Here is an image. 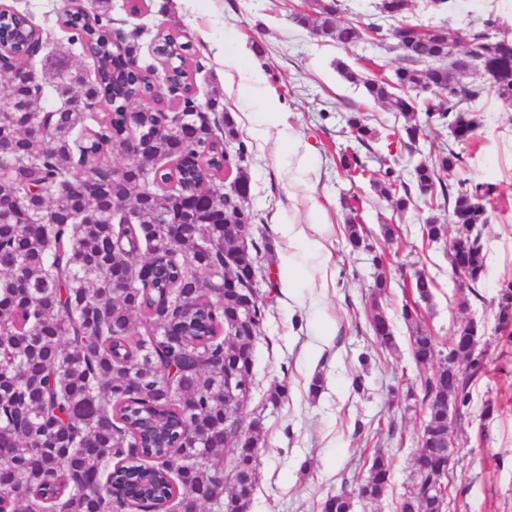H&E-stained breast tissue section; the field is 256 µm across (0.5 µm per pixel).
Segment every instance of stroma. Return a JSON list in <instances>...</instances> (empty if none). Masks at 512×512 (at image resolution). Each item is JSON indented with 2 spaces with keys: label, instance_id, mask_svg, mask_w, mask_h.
Listing matches in <instances>:
<instances>
[{
  "label": "stroma",
  "instance_id": "stroma-1",
  "mask_svg": "<svg viewBox=\"0 0 512 512\" xmlns=\"http://www.w3.org/2000/svg\"><path fill=\"white\" fill-rule=\"evenodd\" d=\"M46 34L45 52L66 43L58 19L64 0H7ZM406 17L423 25H443L458 37L477 20L495 16L497 36L512 37V0H454L436 12L410 0ZM304 0H110L109 13L121 29L143 25L167 28L189 38L203 67L194 72L200 100H217L231 113L248 147L249 206L254 222L248 242L259 246V297L267 316L254 342V386L242 419L262 417L251 512H322L327 495L353 489L367 475L368 461L382 449L392 458L391 483L381 498L355 502L353 512H399L408 483L420 417L406 408L410 385L420 371L408 348L410 329L398 308L402 285L422 271L437 284L428 329L448 339L469 320L484 326L481 346L489 375L472 393L467 416L457 423L459 451L453 469L450 512H512V342L495 330L498 293L512 281V107L486 89L474 118L480 148L459 145L460 167L450 185L465 180L494 184L498 207L488 209L484 232L486 275L478 295L460 289L448 263L451 240L425 243L428 215L449 223L447 209L423 205L394 212L369 182L340 168L344 149L375 166L377 157L393 158L402 181H410L418 153L386 139L353 145L346 121L370 116L376 128L402 126L401 114L374 102L362 86L345 81L336 69L345 62L361 70V58H377L385 70L399 67L398 53L362 42L345 49L313 37L294 23L292 13ZM226 59L218 61L216 49ZM357 194L371 249L354 250L345 235L343 198ZM322 207L327 257L298 254L289 267L285 226L312 219L310 200ZM395 224L401 240L385 242L381 227ZM386 253L384 270L374 253ZM391 281L386 310L399 347L377 346L369 326L368 295L377 273ZM318 394H311L314 379ZM286 383L288 396L268 401L270 390Z\"/></svg>",
  "mask_w": 512,
  "mask_h": 512
}]
</instances>
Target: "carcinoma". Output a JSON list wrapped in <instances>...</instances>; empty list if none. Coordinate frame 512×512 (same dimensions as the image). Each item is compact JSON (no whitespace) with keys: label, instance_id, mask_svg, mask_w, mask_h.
I'll return each mask as SVG.
<instances>
[{"label":"carcinoma","instance_id":"1","mask_svg":"<svg viewBox=\"0 0 512 512\" xmlns=\"http://www.w3.org/2000/svg\"><path fill=\"white\" fill-rule=\"evenodd\" d=\"M99 0L89 13L77 0L63 7L68 44L92 60L94 74L62 54L49 61L66 82L74 106L67 112H31L30 91L10 90L12 107L0 110V512H250L263 427H244L228 407L226 379L252 390L251 348L266 316L253 288L258 264L242 254L240 238L224 236V215L247 231L252 213L239 219L250 181L246 144L232 115L214 99L192 93L191 45L169 31L162 46L170 79L183 85L180 118L162 108L135 114L155 130L142 154L157 167L139 182L138 166L122 158L129 138L128 106L156 93L157 67H127L144 36L135 27L113 28ZM408 0H380L375 20L338 19V0H320L293 20L341 47L395 39L405 65L392 75L359 76L339 63L342 77L400 113L406 123L387 139L410 145L431 125L450 129L454 142L430 145L414 169L413 185L390 165L372 170L357 155L340 159L344 170L369 180L398 210L418 197L432 211L452 204L457 238L448 253L453 273L475 292L486 269L482 243L491 183L446 179L461 162L454 143L475 142L474 105L485 91L465 81L448 48L458 45L443 26L407 22ZM497 19L468 33L476 66L502 100L512 101V39L490 34ZM0 25L21 33L5 55H35L43 37L23 13L0 4ZM429 94L424 123L415 120V96ZM349 137L365 144L379 131L365 118L347 120ZM236 142L235 153L226 145ZM121 161L114 163L109 156ZM235 168L236 191L224 194V171ZM349 245H366L357 199L345 200ZM448 225L430 216L429 243ZM389 283L379 277L370 295L369 321L380 346L396 347L383 302ZM401 316L412 326L415 364L425 370L421 396L428 437L418 438L413 470L400 512H430L437 474L448 472V437L466 417L474 384L486 374L487 354L473 349L466 321L442 347L422 325L421 304L434 281L418 273L403 285ZM497 324L512 329V282L501 287ZM234 480L224 491V469ZM391 459L376 453L357 494L378 499L388 486ZM350 497L329 495L324 512H352Z\"/></svg>","mask_w":512,"mask_h":512}]
</instances>
